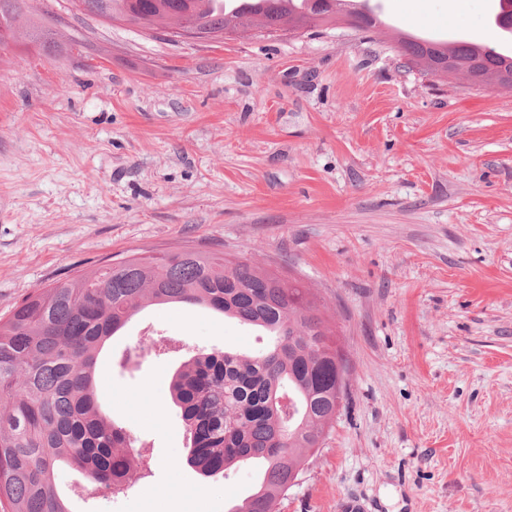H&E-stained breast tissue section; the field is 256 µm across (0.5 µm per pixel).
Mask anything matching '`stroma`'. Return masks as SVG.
<instances>
[{"mask_svg": "<svg viewBox=\"0 0 512 512\" xmlns=\"http://www.w3.org/2000/svg\"><path fill=\"white\" fill-rule=\"evenodd\" d=\"M382 27L173 42L35 0L71 49L0 57V317L110 256L190 244L316 296L349 397L272 512H512V89L431 78L396 37L494 44L495 0H381ZM254 327L154 305L102 350L98 397L144 444L73 512H226L259 469L187 465L173 372Z\"/></svg>", "mask_w": 512, "mask_h": 512, "instance_id": "1", "label": "stroma"}]
</instances>
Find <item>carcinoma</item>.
<instances>
[{
    "mask_svg": "<svg viewBox=\"0 0 512 512\" xmlns=\"http://www.w3.org/2000/svg\"><path fill=\"white\" fill-rule=\"evenodd\" d=\"M222 0H71L84 15L166 31L201 23L215 33L258 27L313 28L338 19L368 31L371 13L343 11L342 0H254L258 14L232 15ZM495 26L512 33V0ZM31 0H0V29L18 46L30 43L48 57L65 50L53 29L35 17ZM410 64L430 73L452 56L461 73L486 86L512 55L466 41L403 38ZM205 307L272 336L262 353L201 351L173 373L169 392L189 434L186 463L205 478L237 464L262 466L254 489L227 512H272L288 493V477L302 470L336 418V368L348 364L316 297L295 281L247 262L200 250L162 256L131 255L56 280L0 318V512H73L58 473L81 472L94 488L121 491L142 459L136 440L98 404L95 369L105 342L136 313L159 304Z\"/></svg>",
    "mask_w": 512,
    "mask_h": 512,
    "instance_id": "cac0c4a2",
    "label": "carcinoma"
}]
</instances>
